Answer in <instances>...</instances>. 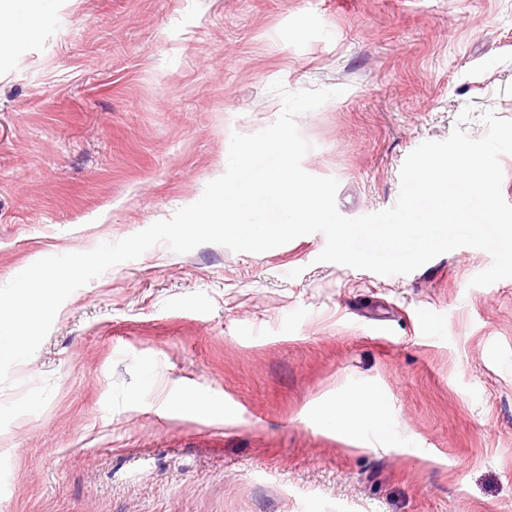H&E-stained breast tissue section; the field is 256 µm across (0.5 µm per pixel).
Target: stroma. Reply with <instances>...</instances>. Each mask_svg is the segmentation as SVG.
Returning <instances> with one entry per match:
<instances>
[{"mask_svg": "<svg viewBox=\"0 0 512 512\" xmlns=\"http://www.w3.org/2000/svg\"><path fill=\"white\" fill-rule=\"evenodd\" d=\"M284 89L339 212L407 155L512 119V0H47L0 55V285L200 199ZM160 243L74 291L0 388V512H512V278L461 247L406 275ZM367 391L388 440L321 413ZM207 397L198 415L172 397Z\"/></svg>", "mask_w": 512, "mask_h": 512, "instance_id": "obj_1", "label": "stroma"}]
</instances>
